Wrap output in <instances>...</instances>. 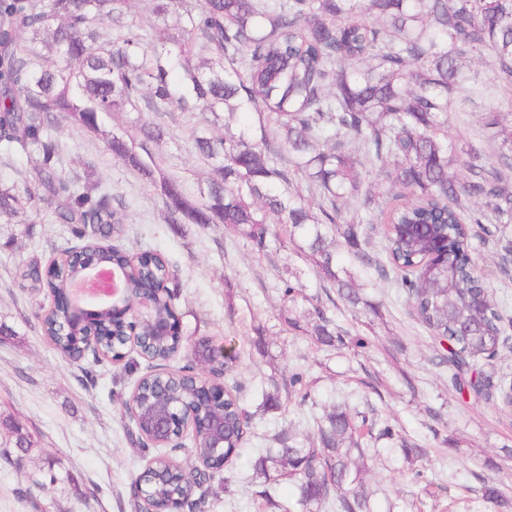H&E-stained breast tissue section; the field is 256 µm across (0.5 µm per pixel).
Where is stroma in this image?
I'll use <instances>...</instances> for the list:
<instances>
[{"mask_svg":"<svg viewBox=\"0 0 512 512\" xmlns=\"http://www.w3.org/2000/svg\"><path fill=\"white\" fill-rule=\"evenodd\" d=\"M511 99L512 92L501 89L477 100L471 111L451 113L449 138L488 148L483 118L495 110L512 123ZM156 120L169 130L155 148L167 173L197 188L209 168L187 143L195 118L174 111ZM59 135L65 145L63 170L82 172L84 159L96 158L87 186L107 184L125 203L126 247L167 257L180 283L177 312L185 344L201 339L220 344L233 337L240 361L232 382L248 409L256 408L274 380L297 367L305 371L308 399H283L281 410L255 419L248 447H269L283 430L305 439L325 410L345 401L428 450L426 458L411 464L398 455L374 457L368 475L372 512H496L479 493L486 480L512 497V418L494 401L452 389L447 372L433 362L438 345L416 321L394 279L374 280L365 290L380 318L342 305L331 311L338 324L365 338V347H316L301 333L284 330L289 310L280 300L281 279L289 271L296 273L304 294L296 312L307 310L309 299H325L309 261L276 242L267 253L253 252L239 234L221 226L203 230L166 223L161 200L113 158L102 139L72 126ZM69 240L45 205L35 223L0 221V423L19 419L35 440L28 451L0 454V512H135L129 486L143 461L127 435L123 403L150 372V362L140 357L128 369L89 358L62 360L35 318L38 305H49V298L29 297L13 281L17 265L34 257L50 259ZM474 246L479 273L496 297L512 300V276L497 267L495 225H486ZM260 324L267 329L261 352L254 346ZM48 473L55 483L40 487L39 479ZM229 475L228 484H213L206 493L204 512H259L254 497L262 486L248 465L233 466Z\"/></svg>","mask_w":512,"mask_h":512,"instance_id":"obj_1","label":"stroma"}]
</instances>
